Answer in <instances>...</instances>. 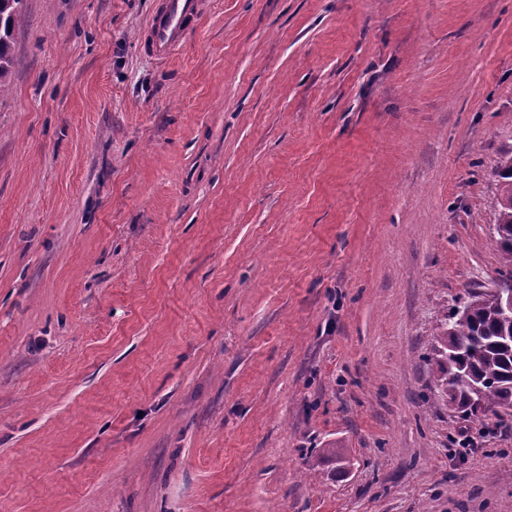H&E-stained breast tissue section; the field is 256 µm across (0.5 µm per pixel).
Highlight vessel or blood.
<instances>
[{"label": "vessel or blood", "instance_id": "obj_1", "mask_svg": "<svg viewBox=\"0 0 512 512\" xmlns=\"http://www.w3.org/2000/svg\"><path fill=\"white\" fill-rule=\"evenodd\" d=\"M205 6V0H164L161 15L147 28L145 48L160 59H170L187 33L189 19L201 15Z\"/></svg>", "mask_w": 512, "mask_h": 512}]
</instances>
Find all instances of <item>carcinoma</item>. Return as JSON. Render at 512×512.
<instances>
[{"label":"carcinoma","mask_w":512,"mask_h":512,"mask_svg":"<svg viewBox=\"0 0 512 512\" xmlns=\"http://www.w3.org/2000/svg\"><path fill=\"white\" fill-rule=\"evenodd\" d=\"M26 0H0V93L9 84L13 32ZM494 238L502 257L501 280L512 281V155L496 167ZM438 395L448 411L480 419L512 406V312L474 293L456 306L435 334Z\"/></svg>","instance_id":"cac0c4a2"}]
</instances>
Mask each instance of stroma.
Segmentation results:
<instances>
[{
  "mask_svg": "<svg viewBox=\"0 0 512 512\" xmlns=\"http://www.w3.org/2000/svg\"><path fill=\"white\" fill-rule=\"evenodd\" d=\"M159 3L15 31L0 512H512L427 361L498 281L512 0H207L163 63Z\"/></svg>",
  "mask_w": 512,
  "mask_h": 512,
  "instance_id": "stroma-1",
  "label": "stroma"
}]
</instances>
